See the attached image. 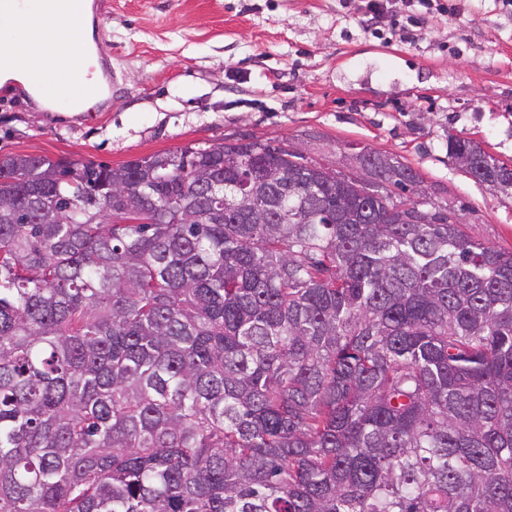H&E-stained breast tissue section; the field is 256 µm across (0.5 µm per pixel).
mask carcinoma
I'll list each match as a JSON object with an SVG mask.
<instances>
[{
    "instance_id": "carcinoma-1",
    "label": "carcinoma",
    "mask_w": 512,
    "mask_h": 512,
    "mask_svg": "<svg viewBox=\"0 0 512 512\" xmlns=\"http://www.w3.org/2000/svg\"><path fill=\"white\" fill-rule=\"evenodd\" d=\"M358 161L0 159V512H512V251Z\"/></svg>"
}]
</instances>
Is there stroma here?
<instances>
[{"label": "stroma", "instance_id": "35a3bbf8", "mask_svg": "<svg viewBox=\"0 0 512 512\" xmlns=\"http://www.w3.org/2000/svg\"><path fill=\"white\" fill-rule=\"evenodd\" d=\"M114 92L105 112L41 105L0 85V159L119 166L250 136L356 168L351 146L411 165L470 234L512 251V192L473 178L449 135L512 163V0H101Z\"/></svg>", "mask_w": 512, "mask_h": 512}]
</instances>
